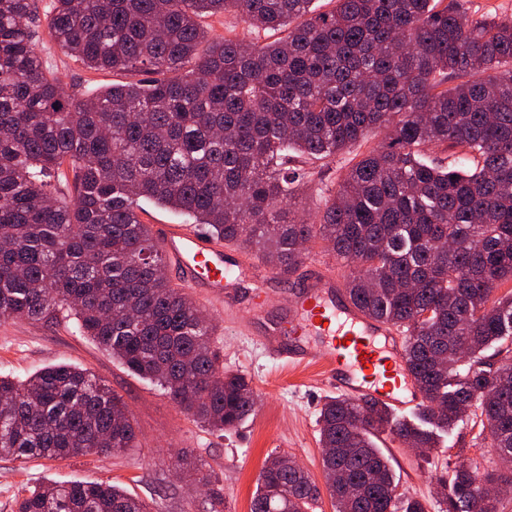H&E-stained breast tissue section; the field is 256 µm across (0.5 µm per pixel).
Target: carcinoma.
Segmentation results:
<instances>
[{"mask_svg": "<svg viewBox=\"0 0 512 512\" xmlns=\"http://www.w3.org/2000/svg\"><path fill=\"white\" fill-rule=\"evenodd\" d=\"M54 0L50 28L91 69L142 72L90 99L66 94L33 47V0H0V320L79 331L127 371L161 387L216 432L256 408L250 382L224 369L204 311L165 273L137 213L178 212L275 270L319 240L348 268L366 315L404 336L424 401L408 418L346 396L319 414L335 512H426L396 491L375 439L438 447L471 408L478 437L512 455V18L474 19L461 0ZM233 11L274 39H209L206 15ZM378 130L326 199L317 224L292 217L311 176L295 157L331 160ZM459 147L469 165L423 154ZM68 165L74 197L47 178ZM123 399L57 363L24 381L0 376V455L64 459L136 445ZM456 463L446 512H496ZM319 487L286 453L267 460L251 512H311ZM15 512H149L114 483H42Z\"/></svg>", "mask_w": 512, "mask_h": 512, "instance_id": "carcinoma-1", "label": "carcinoma"}]
</instances>
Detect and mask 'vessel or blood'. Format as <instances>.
Instances as JSON below:
<instances>
[{"label":"vessel or blood","mask_w":512,"mask_h":512,"mask_svg":"<svg viewBox=\"0 0 512 512\" xmlns=\"http://www.w3.org/2000/svg\"><path fill=\"white\" fill-rule=\"evenodd\" d=\"M152 233L178 265L184 284L224 303L236 304L228 279L231 263L221 246L197 229L156 224ZM388 339L379 347L377 337ZM273 359L293 367L320 366L337 392L355 401L371 400L389 408L418 406L393 328L365 316L351 304L339 282L311 273L298 288L284 326L268 330L261 341Z\"/></svg>","instance_id":"vessel-or-blood-1"}]
</instances>
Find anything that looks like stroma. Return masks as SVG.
Masks as SVG:
<instances>
[{
    "mask_svg": "<svg viewBox=\"0 0 512 512\" xmlns=\"http://www.w3.org/2000/svg\"><path fill=\"white\" fill-rule=\"evenodd\" d=\"M38 17L35 51L49 73L59 77L69 94L91 97L116 83L131 81L128 73L95 70L67 55L48 25L52 0H34ZM383 135L356 144L329 161L311 162V176L300 187L296 217L318 222L324 200L359 155L381 145ZM231 255L255 280L239 294L238 306L227 309L199 293L191 298L212 318L215 344L226 369L245 374L257 397L252 415L241 427L219 434L181 412L158 386L128 372L88 337L79 335L73 315L60 313L51 323L0 321V374L26 379L49 364L67 362L103 379L127 404L136 427L137 446L121 455L102 454L63 460L0 456V512H13L24 486L45 482L112 481L142 499L150 512H250L259 473L269 456L285 453L316 484H323L319 411L334 389L319 367L291 368L268 357L256 340L291 307L295 291L313 270L333 278L342 275L335 257L312 244L302 263L287 273L274 271L255 253L234 247ZM265 288L272 306L251 318L252 290ZM398 494L420 499L427 512H444L439 482L451 478L456 462L465 459L479 472L502 470L495 449L477 439L470 421L460 422L428 461L399 441L382 437ZM187 452L189 466L174 458ZM208 484H201L200 474Z\"/></svg>",
    "mask_w": 512,
    "mask_h": 512,
    "instance_id": "stroma-1",
    "label": "stroma"
}]
</instances>
